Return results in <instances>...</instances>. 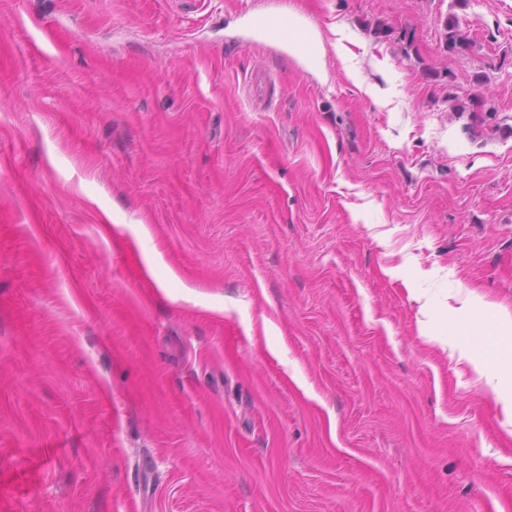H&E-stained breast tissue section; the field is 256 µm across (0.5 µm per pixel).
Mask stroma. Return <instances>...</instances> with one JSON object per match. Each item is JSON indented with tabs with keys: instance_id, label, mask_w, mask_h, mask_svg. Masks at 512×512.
<instances>
[{
	"instance_id": "35a3bbf8",
	"label": "stroma",
	"mask_w": 512,
	"mask_h": 512,
	"mask_svg": "<svg viewBox=\"0 0 512 512\" xmlns=\"http://www.w3.org/2000/svg\"><path fill=\"white\" fill-rule=\"evenodd\" d=\"M460 287L512 311V0H0V512H512ZM445 46L448 53L454 55H464L473 52V43L461 31L458 20L448 16L445 23ZM254 38L258 40H277L287 49L289 48L288 39H291L297 48L305 46L308 40L302 30L288 28V20L277 17H268L265 23H259L254 30Z\"/></svg>"
}]
</instances>
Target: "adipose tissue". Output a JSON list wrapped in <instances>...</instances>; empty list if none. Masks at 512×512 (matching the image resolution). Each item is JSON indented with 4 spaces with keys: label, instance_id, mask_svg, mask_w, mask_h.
Segmentation results:
<instances>
[{
    "label": "adipose tissue",
    "instance_id": "1",
    "mask_svg": "<svg viewBox=\"0 0 512 512\" xmlns=\"http://www.w3.org/2000/svg\"><path fill=\"white\" fill-rule=\"evenodd\" d=\"M467 306V316L448 321L445 334L437 341L446 344L451 335L471 340L463 357L485 379L512 426V312L495 308L475 294L468 295Z\"/></svg>",
    "mask_w": 512,
    "mask_h": 512
}]
</instances>
